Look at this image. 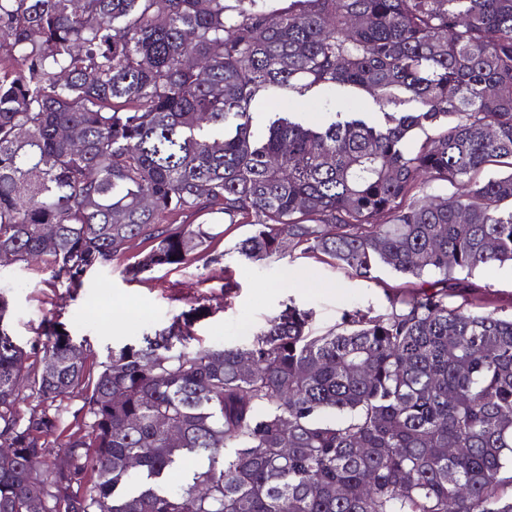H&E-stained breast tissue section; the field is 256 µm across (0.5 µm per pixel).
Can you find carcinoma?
<instances>
[{
  "instance_id": "carcinoma-1",
  "label": "carcinoma",
  "mask_w": 512,
  "mask_h": 512,
  "mask_svg": "<svg viewBox=\"0 0 512 512\" xmlns=\"http://www.w3.org/2000/svg\"><path fill=\"white\" fill-rule=\"evenodd\" d=\"M273 2L0 0V253L78 288L131 240L136 276L247 224L251 262L389 267V311L314 335L289 305L248 348H174L200 303L97 370L52 320L41 356L0 338V512H512V317L448 304L512 265V0ZM270 88L365 92L378 118L257 137Z\"/></svg>"
}]
</instances>
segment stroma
Instances as JSON below:
<instances>
[{
	"label": "stroma",
	"instance_id": "obj_1",
	"mask_svg": "<svg viewBox=\"0 0 512 512\" xmlns=\"http://www.w3.org/2000/svg\"><path fill=\"white\" fill-rule=\"evenodd\" d=\"M375 111L369 95L349 98L342 91L313 89L299 94L276 89L264 94L254 107L252 127L264 132L270 121L288 116L310 126L328 125L337 110ZM249 225L227 230L219 244L222 264L195 262L179 268H157L131 275L130 267L145 251L132 241L122 256L88 272L74 289L52 278L41 265L0 266V294L9 303L7 329L17 345L30 349L40 339L46 321L60 323L74 343L83 345L89 360H105L109 349L140 343L144 334L167 326L196 301L207 302L212 314L195 326L190 350L248 347L256 335L288 305L311 311L309 328L321 334L340 323L344 312L359 309L369 315L386 313L389 303L384 287L396 284V276L379 269L377 280L350 275L336 265L314 258L283 256L251 263L233 250ZM231 270L236 292L224 295V270ZM487 298L512 314V266H492L471 276Z\"/></svg>",
	"mask_w": 512,
	"mask_h": 512
}]
</instances>
